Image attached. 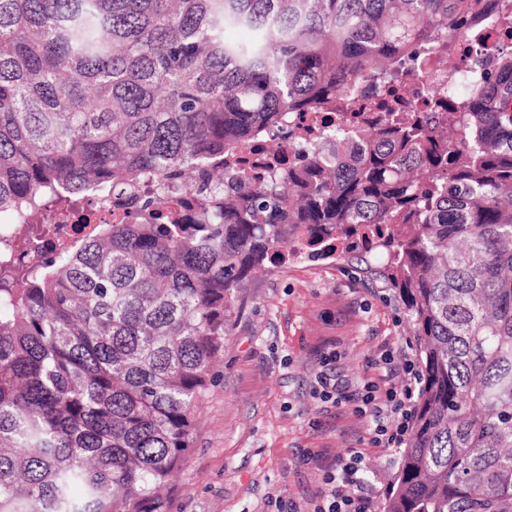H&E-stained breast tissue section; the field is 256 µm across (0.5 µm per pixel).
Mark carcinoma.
<instances>
[{"mask_svg": "<svg viewBox=\"0 0 512 512\" xmlns=\"http://www.w3.org/2000/svg\"><path fill=\"white\" fill-rule=\"evenodd\" d=\"M0 0V512H165L238 288L363 248L422 383L384 512H512V0ZM231 30H246L232 40ZM465 41L481 83L417 105L383 75ZM317 138L242 151L331 99ZM150 182L151 218L31 257L59 203ZM199 201L189 218L172 189Z\"/></svg>", "mask_w": 512, "mask_h": 512, "instance_id": "cac0c4a2", "label": "carcinoma"}]
</instances>
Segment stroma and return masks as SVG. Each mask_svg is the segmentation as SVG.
<instances>
[{"label":"stroma","instance_id":"1","mask_svg":"<svg viewBox=\"0 0 512 512\" xmlns=\"http://www.w3.org/2000/svg\"><path fill=\"white\" fill-rule=\"evenodd\" d=\"M235 307L166 512H277L282 499L310 512L324 467L353 448L384 507L399 452L369 447L363 419L311 390L330 351L342 379L378 378L369 360L411 339L398 294L360 256L298 257L250 278Z\"/></svg>","mask_w":512,"mask_h":512}]
</instances>
